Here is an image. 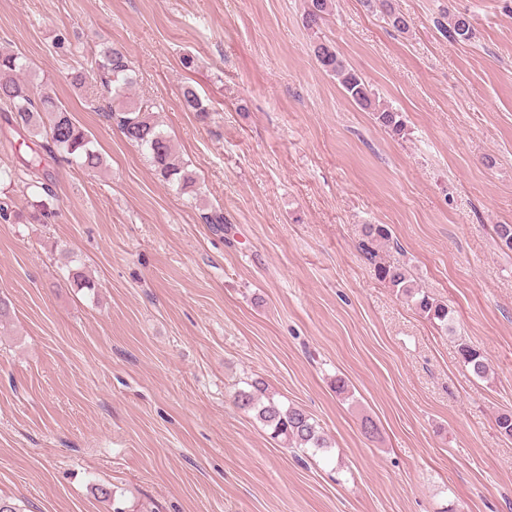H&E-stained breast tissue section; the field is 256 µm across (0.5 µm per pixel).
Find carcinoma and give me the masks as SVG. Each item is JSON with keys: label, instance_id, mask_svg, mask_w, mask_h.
I'll use <instances>...</instances> for the list:
<instances>
[{"label": "carcinoma", "instance_id": "1", "mask_svg": "<svg viewBox=\"0 0 512 512\" xmlns=\"http://www.w3.org/2000/svg\"><path fill=\"white\" fill-rule=\"evenodd\" d=\"M333 0H309L305 16L306 26L318 29L332 11ZM378 6L387 16L389 24L398 33L408 31L406 18L396 12L391 0H378ZM450 43H465L475 37L469 18L462 14L448 15L440 24ZM313 52L317 63L336 78L345 96L360 108L374 114L381 127L394 136L404 135L406 124L401 113L381 104L363 78L341 57L329 42L316 41ZM26 70L25 60L10 51L0 50V104L6 106L4 122L15 128L33 132L48 123L51 145L49 153L58 154L66 161L86 170L94 171L102 164V157L93 149L88 134L73 120L71 113L51 94L34 96L29 86L20 78ZM99 79L102 101L109 108L112 119L124 138L147 150L156 172L167 182L177 185L185 193L195 192L196 178L188 164L181 160L171 141L158 129L151 106L146 103L131 104L127 92L133 84L135 71L129 57L120 49L104 45L92 52L91 66L80 69L75 85L82 86L89 76ZM184 106L201 116L207 109L191 86L182 89ZM361 250L374 265L376 278L396 290L422 315L442 329H448L452 310L448 304L420 288L414 287L411 272L402 265L381 259L377 247L389 240V230L383 224H365L362 228ZM496 243L500 250L512 251V224L495 226ZM462 362L478 378L489 374V364L484 353L463 340L458 344ZM234 405L254 417L271 430L274 438L286 447L306 451L330 447L324 428L300 406H282L267 393L265 383L259 379L247 383L231 395Z\"/></svg>", "mask_w": 512, "mask_h": 512}]
</instances>
